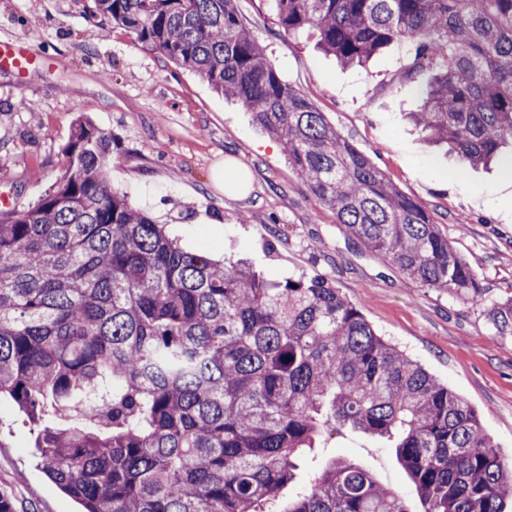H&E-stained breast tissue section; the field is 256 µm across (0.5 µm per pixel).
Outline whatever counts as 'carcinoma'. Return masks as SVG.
<instances>
[{
	"label": "carcinoma",
	"instance_id": "1",
	"mask_svg": "<svg viewBox=\"0 0 512 512\" xmlns=\"http://www.w3.org/2000/svg\"><path fill=\"white\" fill-rule=\"evenodd\" d=\"M240 102L339 231L409 282L486 304L428 207L400 191L243 25L234 0H92ZM344 66L408 41L434 71L412 120L461 165L512 145V0H274ZM113 138L79 116L32 206L0 210V400L39 427V466L83 512H271L333 422L383 441L420 512H502L512 467L477 412L382 339L323 275L268 280L180 246L112 190ZM281 512H414L355 462L314 471Z\"/></svg>",
	"mask_w": 512,
	"mask_h": 512
}]
</instances>
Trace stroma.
<instances>
[{
	"label": "stroma",
	"instance_id": "1",
	"mask_svg": "<svg viewBox=\"0 0 512 512\" xmlns=\"http://www.w3.org/2000/svg\"><path fill=\"white\" fill-rule=\"evenodd\" d=\"M91 0H0V39L42 51L25 72L0 66V190L29 205L61 173L77 116L114 139V191L165 224L183 246L225 261L247 259L277 280L323 274L375 332L478 411L512 460V336L494 335L479 303L411 284L385 260L345 239L334 212L288 166L250 113L121 27L103 30ZM281 77L379 166L423 202L452 246L478 266L490 299L512 295V153L490 168H461L407 118L426 78L404 79L407 43L364 67L344 68L308 35L284 34L273 0H235ZM34 110H27V103ZM246 174L243 192L217 169ZM35 435L11 402L0 403V493L14 512H81L38 466ZM342 455L406 497L414 490L390 449L363 434L327 433L307 458Z\"/></svg>",
	"mask_w": 512,
	"mask_h": 512
}]
</instances>
